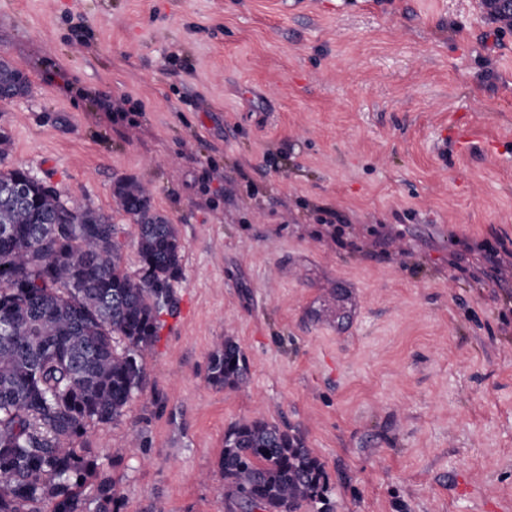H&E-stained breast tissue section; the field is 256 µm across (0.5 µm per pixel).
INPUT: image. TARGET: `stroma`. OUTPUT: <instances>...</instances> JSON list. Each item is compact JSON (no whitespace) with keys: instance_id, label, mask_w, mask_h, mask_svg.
I'll list each match as a JSON object with an SVG mask.
<instances>
[{"instance_id":"obj_1","label":"stroma","mask_w":512,"mask_h":512,"mask_svg":"<svg viewBox=\"0 0 512 512\" xmlns=\"http://www.w3.org/2000/svg\"><path fill=\"white\" fill-rule=\"evenodd\" d=\"M1 57L5 165L107 213L148 184L184 246L141 390L77 442L124 512H243L218 463L259 410L330 512H512V33L479 0H0ZM227 336L240 389L205 383ZM22 80L23 91L21 96H27L30 93V82L19 70L14 68L9 62L1 63L0 65V89L4 91L5 96L0 99V102H12L11 90L15 82Z\"/></svg>"}]
</instances>
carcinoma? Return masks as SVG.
<instances>
[{
    "instance_id": "obj_1",
    "label": "carcinoma",
    "mask_w": 512,
    "mask_h": 512,
    "mask_svg": "<svg viewBox=\"0 0 512 512\" xmlns=\"http://www.w3.org/2000/svg\"><path fill=\"white\" fill-rule=\"evenodd\" d=\"M30 82L0 65V101ZM23 185L17 202L7 190ZM115 210L135 226L138 267L123 266L112 216L69 202L28 169L0 166V512H123L124 496L92 448H78L91 422L124 415L144 377L142 359L174 308L183 245L152 205L151 191L124 179ZM246 358L224 337L209 353L206 382L238 389ZM224 489L264 512H297L326 492L322 462L303 439L261 415L233 423L220 458Z\"/></svg>"
}]
</instances>
